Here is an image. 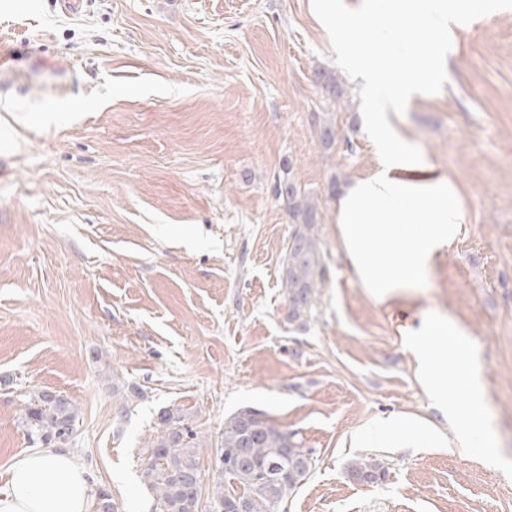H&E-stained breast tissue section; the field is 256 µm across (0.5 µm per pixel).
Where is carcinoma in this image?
<instances>
[{
  "mask_svg": "<svg viewBox=\"0 0 512 512\" xmlns=\"http://www.w3.org/2000/svg\"><path fill=\"white\" fill-rule=\"evenodd\" d=\"M288 214L292 220L283 265L282 286L288 306V321L304 318L322 284L323 255L317 231V207L288 179L285 189ZM253 409H241L224 420L221 448L217 456L218 476L212 493L213 512H224L235 497L246 501V512H287L288 496L308 476L310 452L301 448L296 434L278 428L268 420L253 421L256 440L242 447L241 417ZM78 419L75 405L62 395L41 393L24 405V421L30 436L43 443L68 439ZM163 428L146 448L142 471L143 484L154 494L152 512H190L199 508L200 474L194 454L198 434L172 412L161 416ZM228 453L240 459L226 463ZM384 474L375 461H357L349 475L370 476L379 480ZM94 512H119L105 488L95 494Z\"/></svg>",
  "mask_w": 512,
  "mask_h": 512,
  "instance_id": "obj_1",
  "label": "carcinoma"
}]
</instances>
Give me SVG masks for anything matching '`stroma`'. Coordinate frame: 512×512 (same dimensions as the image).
<instances>
[{"instance_id": "obj_1", "label": "stroma", "mask_w": 512, "mask_h": 512, "mask_svg": "<svg viewBox=\"0 0 512 512\" xmlns=\"http://www.w3.org/2000/svg\"><path fill=\"white\" fill-rule=\"evenodd\" d=\"M0 55V478L48 391L78 409L65 447L119 512L153 501L166 410L198 433L209 512L245 407L311 452L288 512H512V9L458 31L447 81L396 120L470 222L418 301L384 305L337 251L336 192L375 155L310 0H0ZM287 168L325 265L301 324L281 288ZM414 311L468 329L492 447L457 448L434 409L399 331ZM393 414L441 447H384ZM367 457L384 480L350 478Z\"/></svg>"}]
</instances>
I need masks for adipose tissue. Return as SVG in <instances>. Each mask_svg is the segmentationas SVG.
<instances>
[{
  "mask_svg": "<svg viewBox=\"0 0 512 512\" xmlns=\"http://www.w3.org/2000/svg\"><path fill=\"white\" fill-rule=\"evenodd\" d=\"M502 8V0H358L353 7L311 0L314 18L366 96L377 163L339 194L335 224L344 266L376 303L416 295L468 222L456 186L411 147L395 120L403 103L447 79L457 31ZM361 32L373 38L371 54L354 44ZM409 333L427 392L455 429L458 447H474L476 432L489 424L467 329L451 318L424 317ZM436 338L446 356L434 349ZM450 385L464 404L443 400ZM88 499L86 474L68 453L31 448L8 470L0 512H87Z\"/></svg>",
  "mask_w": 512,
  "mask_h": 512,
  "instance_id": "obj_1",
  "label": "adipose tissue"
}]
</instances>
